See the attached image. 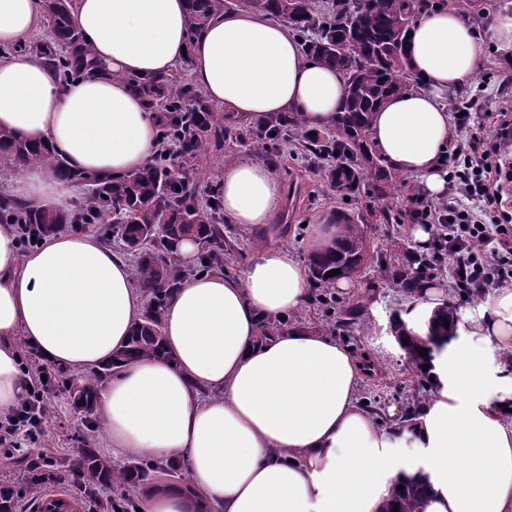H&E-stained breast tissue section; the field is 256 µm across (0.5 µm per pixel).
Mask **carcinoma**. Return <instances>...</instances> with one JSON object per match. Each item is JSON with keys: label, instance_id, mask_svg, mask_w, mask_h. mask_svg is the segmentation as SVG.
Here are the masks:
<instances>
[{"label": "carcinoma", "instance_id": "obj_1", "mask_svg": "<svg viewBox=\"0 0 512 512\" xmlns=\"http://www.w3.org/2000/svg\"><path fill=\"white\" fill-rule=\"evenodd\" d=\"M442 1L465 14L470 13L474 0H328L319 6L316 0H189L190 33L195 34L210 17L231 6L249 7L287 22L301 39L303 52L338 71L347 86L342 105L325 130L309 125L299 112H279L257 117L252 123L224 126V138L256 145H278L291 135L307 157L317 163L318 176L342 199L355 197L368 183L372 195L384 198L395 175L381 162L370 139L373 113L390 97L414 88L409 55V38L413 24L421 14ZM69 0H44L50 26V38L34 43L37 56L54 69L60 83H68L80 69L68 50L81 43V36L70 20ZM153 112L167 117L163 131L179 145V159L170 163L156 158L140 174L131 178L99 180L82 173L66 170L47 144H30L0 131V157L13 167L44 165L66 176L78 185L94 183L85 207L70 209L57 206L34 209L10 198L0 197V224L16 221L27 225L32 235H50L71 226L83 229L101 224L103 238L120 242L135 258L134 277L147 300V311L133 327L128 342L118 348L112 359L88 374L81 383L73 375L59 370L47 377V382L69 383L72 405L89 416L94 414L95 392L112 373L126 362L145 357H164L162 316L173 295L194 270L183 269L172 258V245L184 237L199 241L198 265L201 271L230 273L233 244L224 237V225L217 222L221 211L220 196L215 205L202 208L195 202L193 191L182 177L181 168L200 152L213 128L214 114L192 88L179 85L168 76L156 77L136 84ZM336 233L321 249L309 256V273L313 282L312 301L325 305L336 281L359 274L370 252V241L364 225L355 223L345 214L336 220ZM375 263L377 276L396 283L409 297H416L421 286L430 280L428 258L409 251L405 258L379 253ZM333 269L341 270L329 275ZM402 310L393 312L391 324L396 341L421 374L420 388L411 401L393 418L378 405L367 402L365 407L379 425L389 427L397 421V434L413 431L419 409L428 399L424 394L430 372L422 367L430 364L433 348H441L456 333V308L444 305L429 319L430 333L420 336L408 328L401 317ZM449 326H444V322ZM427 349V355L419 350ZM102 423L90 418L84 433L77 461L66 457L47 460L21 459L27 478L25 491L36 494L43 484L66 480L81 473L89 480L80 484L85 498L105 500L111 512H136L135 500L125 486L148 477L149 472L165 465L133 459L124 469L117 470L97 448ZM395 485L384 512H418L421 501L433 490L430 476L424 470L406 475ZM19 490L0 483V512H17Z\"/></svg>", "mask_w": 512, "mask_h": 512}]
</instances>
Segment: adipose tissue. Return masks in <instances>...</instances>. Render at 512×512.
I'll return each instance as SVG.
<instances>
[{
  "mask_svg": "<svg viewBox=\"0 0 512 512\" xmlns=\"http://www.w3.org/2000/svg\"><path fill=\"white\" fill-rule=\"evenodd\" d=\"M71 16L91 55L83 76L62 86L23 50L44 21L43 0H0V44L15 48L0 56V130L48 143L73 171L115 179L147 167L161 117L131 80L169 74L185 55L194 86L231 115L296 111L323 127L344 97L341 72L307 58L288 23L250 9L216 13L193 38L187 0H73ZM485 28L453 8L424 14L410 41L422 85L373 116L377 154L434 198L446 191L448 91L483 67L488 40L512 48V17L488 16ZM220 191L225 222L243 228L269 224L284 206L273 168L252 157L225 163ZM11 193L47 208L71 185L32 165ZM312 293L292 249L258 247L236 275H197L178 288L163 315L166 357L126 363L97 390L113 459L187 465L188 486H138L141 512H382L398 477L420 468L433 483L420 512H512V387L489 374L512 348V289L497 290L481 350L433 359L417 460L395 457L392 436L362 406V362L333 337L287 327ZM144 311L122 251L60 233L23 254L15 226L0 224V414L29 387L15 337L83 372L108 361ZM265 321L281 331L263 335Z\"/></svg>",
  "mask_w": 512,
  "mask_h": 512,
  "instance_id": "adipose-tissue-1",
  "label": "adipose tissue"
}]
</instances>
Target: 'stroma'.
Instances as JSON below:
<instances>
[{
	"label": "stroma",
	"mask_w": 512,
	"mask_h": 512,
	"mask_svg": "<svg viewBox=\"0 0 512 512\" xmlns=\"http://www.w3.org/2000/svg\"><path fill=\"white\" fill-rule=\"evenodd\" d=\"M489 75L475 77L464 88L457 90V98L463 99L470 108V119L465 127L453 130V144L462 146L474 136H491L496 129L488 118L498 101L512 98V48L495 47L488 51ZM256 154L265 160V153L255 152L252 143L208 144L206 150L184 166L183 176L193 189L199 205H206L219 184L218 173L224 164L243 154ZM272 167L283 185L300 186L301 191L291 203L288 231L281 235L282 243L292 248L301 260H308L307 247L310 224L324 215L343 213L364 224L371 249L377 253H390L412 247L409 233L397 223L396 217L408 204V187L397 183L389 198L378 200L368 192H360L358 198L344 201L318 176L316 167L301 151L297 142L281 144ZM375 271L364 266L361 273L349 278L346 289H333V299L328 305L307 304L294 313L293 321L307 324L312 329L336 337L354 355L375 359L374 371L365 374L360 392L375 396L386 412H398L401 405L417 389L419 374L404 357L402 351L388 333L389 319L394 310L408 306L404 292L393 282L382 281L377 288H370ZM363 302V316L357 324L343 321V311L355 302ZM492 303L491 294H484L462 303L458 310L463 324L448 344L449 349L465 347L476 351L482 347L477 331ZM47 414L38 439L19 435L15 447H0V481L21 487L26 473L19 461L23 454L32 456L79 457V438L85 430L86 417L71 405L68 389L54 384L44 389Z\"/></svg>",
	"instance_id": "stroma-1"
}]
</instances>
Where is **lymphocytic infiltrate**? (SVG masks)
Returning <instances> with one entry per match:
<instances>
[{
    "label": "lymphocytic infiltrate",
    "mask_w": 512,
    "mask_h": 512,
    "mask_svg": "<svg viewBox=\"0 0 512 512\" xmlns=\"http://www.w3.org/2000/svg\"><path fill=\"white\" fill-rule=\"evenodd\" d=\"M490 118L496 127L494 137H471L466 147L453 149L444 162L448 172L445 198L436 202L423 192H414L403 217L407 225L429 226L431 271H439L440 258L449 255L452 286L469 298L512 284V209L503 199L506 186L512 185V99L501 100ZM462 197L491 206L494 222L486 223L483 212L459 207L457 201ZM45 416L42 392L29 390L5 423H0V446H12L23 431L38 435Z\"/></svg>",
    "instance_id": "f902f5d3"
}]
</instances>
